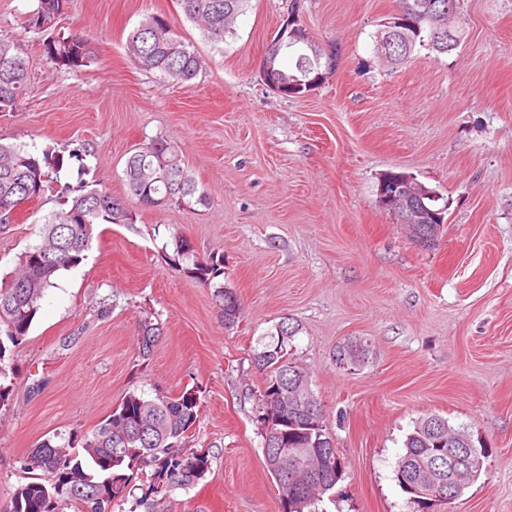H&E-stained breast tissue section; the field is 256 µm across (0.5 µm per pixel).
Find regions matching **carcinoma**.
Segmentation results:
<instances>
[{
	"mask_svg": "<svg viewBox=\"0 0 512 512\" xmlns=\"http://www.w3.org/2000/svg\"><path fill=\"white\" fill-rule=\"evenodd\" d=\"M249 0H180L184 17L195 23L217 50H223L226 37L234 35V24ZM69 0H37L25 21L29 32L49 31L68 8ZM460 0H395L402 13V33L388 49V63L400 65L416 49L448 54L458 48L463 32L452 43L439 42L433 30L448 26V8L458 15ZM301 47L295 72L279 64L282 52ZM46 60L57 69L77 70L94 63L88 39L80 32H61L43 42ZM125 51L138 67L158 71L178 82L194 79L201 68L195 46L183 38L173 21L162 14H148L128 34ZM326 53L314 40L299 44L289 35L280 36L278 47L264 53L263 67L276 71L284 90L300 97L311 90L313 80L325 61ZM28 89V66L16 43L0 39V112H12ZM64 157L50 151L31 152L23 146L0 142V216L19 203L40 196L51 175L63 167ZM123 181L128 194L148 209L177 205L188 209L207 207L209 197L199 186L193 171L185 165L175 142L156 138L137 148L125 162ZM135 214L121 206V199L106 190L90 189L64 201V207L50 214L41 224L39 241L17 256L16 271L0 279V409L7 405L12 389L13 368L10 347L27 336L40 309L45 291L54 285L58 273L78 266L98 224H132ZM171 264L201 283L210 284L224 276V259L213 255L195 259L181 267L178 258L192 253L184 238L173 240ZM216 298L224 312V324L235 326L242 315L236 293L216 286ZM298 327L284 320L253 350L252 362L263 376L258 415L277 419L274 432L262 436L264 455L277 471L288 472V480L278 482L284 494L285 512H313L330 489L319 490L328 480L331 461L322 462L318 471L307 472L309 457H323L314 446L316 433H306L308 409L297 400L283 401L278 390L293 383H307V373L289 358L288 348ZM162 335V326L146 317L142 320L138 357L147 362ZM200 418L198 391L185 388L175 395L158 392L147 399L134 392L126 396L93 430L73 435L62 444L48 439L29 453L27 469L40 470L41 477L18 485L11 494L8 512H114V506L129 493L131 473L141 472L149 480L153 494L187 488L204 479L211 459L206 452L184 451L190 431ZM468 436L442 417L431 415L416 422L404 442L405 452L394 469L397 484L406 496L407 512H422L424 506L412 499L407 484L427 471L437 469L448 476V442L451 435ZM82 448V453L75 448Z\"/></svg>",
	"mask_w": 512,
	"mask_h": 512,
	"instance_id": "1",
	"label": "carcinoma"
}]
</instances>
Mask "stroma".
Here are the masks:
<instances>
[{
  "label": "stroma",
  "mask_w": 512,
  "mask_h": 512,
  "mask_svg": "<svg viewBox=\"0 0 512 512\" xmlns=\"http://www.w3.org/2000/svg\"><path fill=\"white\" fill-rule=\"evenodd\" d=\"M36 5L0 0V39L19 41L30 75L17 108L0 112V138L66 160L51 187L0 225V277L62 196L84 187L125 196V160L150 139L177 144L210 204L140 207L135 223L98 225L84 260L47 289L10 352L0 512L30 481L24 461L41 441L91 431L129 393L193 385L201 413L186 448L209 452L211 468L159 497L155 512H279L251 358L287 318L299 326L290 358L308 374L344 462L319 512H407L394 467L430 414L482 450L478 479L445 512H512V0H460V46L418 50L397 68L375 50L392 0H301L304 27L336 66L318 89L288 98L259 73L285 0H250L220 51L177 0H70L56 27L81 32L95 53L77 71L52 67L42 35L24 33ZM151 13L174 18L195 45L202 68L192 81L127 57L128 32ZM76 147L83 163L67 157ZM390 170L447 200L435 248L417 246L379 205ZM175 237L196 258L223 257V283L243 307L234 328L213 288L166 258ZM146 317L163 334L143 364ZM354 338L368 354L340 368L336 348Z\"/></svg>",
  "instance_id": "1"
}]
</instances>
